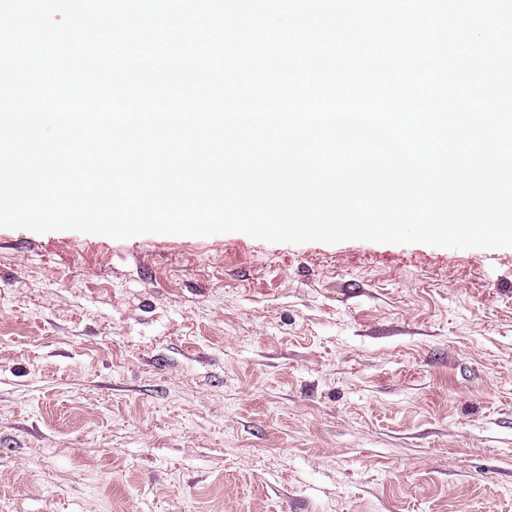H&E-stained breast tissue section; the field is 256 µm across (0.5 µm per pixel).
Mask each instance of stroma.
<instances>
[{"label":"stroma","instance_id":"35a3bbf8","mask_svg":"<svg viewBox=\"0 0 512 512\" xmlns=\"http://www.w3.org/2000/svg\"><path fill=\"white\" fill-rule=\"evenodd\" d=\"M0 512H512V247L0 228Z\"/></svg>","mask_w":512,"mask_h":512}]
</instances>
